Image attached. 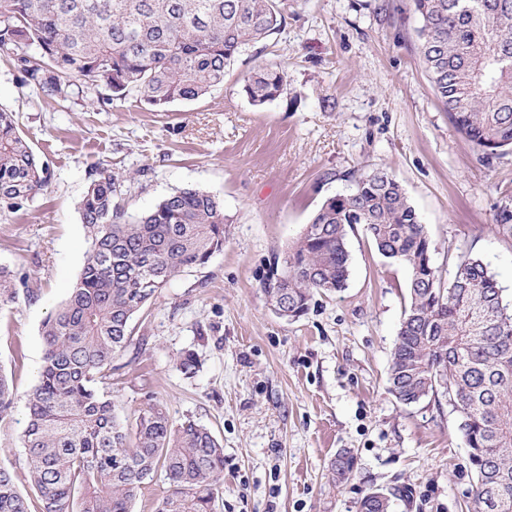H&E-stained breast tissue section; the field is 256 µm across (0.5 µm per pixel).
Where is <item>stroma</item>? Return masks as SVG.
<instances>
[{"label":"stroma","instance_id":"35a3bbf8","mask_svg":"<svg viewBox=\"0 0 512 512\" xmlns=\"http://www.w3.org/2000/svg\"><path fill=\"white\" fill-rule=\"evenodd\" d=\"M287 24L243 51L222 86L152 112L134 100L88 106L47 99L22 82L0 50V108L50 167L21 210L0 215V264L15 302L0 306V368L19 398L0 416V466L29 485L24 395L43 363L42 328L80 276L88 247L78 203L92 170L127 175L136 217L183 188L218 197L224 248L172 278L133 322V341L103 386L134 426L150 400L173 421L193 418L224 448L217 512H358L392 493L391 512H474L476 477L459 416L445 398L405 406L389 391L391 353L408 302L410 272L351 231L342 291L315 295L295 320L262 292L329 197L383 169L401 184L450 275L460 256L482 260L512 305V149L483 159L452 124L418 54L411 0H284ZM260 65L283 70L288 90L253 105L243 87ZM196 356L194 374L181 371ZM350 452L349 479L330 463ZM407 489L404 497L396 489Z\"/></svg>","mask_w":512,"mask_h":512}]
</instances>
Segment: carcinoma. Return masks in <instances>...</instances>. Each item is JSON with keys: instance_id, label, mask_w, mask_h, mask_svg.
Instances as JSON below:
<instances>
[{"instance_id": "1", "label": "carcinoma", "mask_w": 512, "mask_h": 512, "mask_svg": "<svg viewBox=\"0 0 512 512\" xmlns=\"http://www.w3.org/2000/svg\"><path fill=\"white\" fill-rule=\"evenodd\" d=\"M419 53L452 122L488 159L512 147V0H413ZM283 0H0V50L15 51L23 82L68 99L75 81L90 104L134 97L167 112L224 84L246 47L285 26ZM284 72L253 71L255 105L287 90ZM126 176L102 164L79 210L89 249L66 301L43 326L45 354L26 397L24 464L40 512H132L163 469L169 487L157 512H216L224 448L204 425L174 422L158 401L134 432L114 414L99 383L132 341L131 322L184 269L224 247V206L184 188L129 220L119 198ZM49 182L11 112L0 110V213L21 210ZM365 236L411 273L408 305L390 370V390L410 405L449 391L477 477L475 512H512V311L483 262L458 258L444 281L430 240L404 189L387 171L360 177L330 197L274 263L264 293L272 309L304 315L317 293L346 287L349 231ZM0 266V306L15 301ZM17 396L0 370V415ZM375 492L359 512H388ZM0 512H30L14 473L0 467Z\"/></svg>"}]
</instances>
